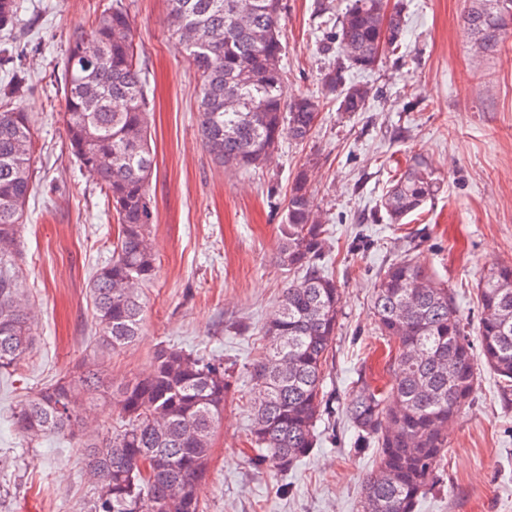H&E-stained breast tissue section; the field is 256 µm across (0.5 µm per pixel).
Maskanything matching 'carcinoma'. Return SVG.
Masks as SVG:
<instances>
[{
    "label": "carcinoma",
    "mask_w": 512,
    "mask_h": 512,
    "mask_svg": "<svg viewBox=\"0 0 512 512\" xmlns=\"http://www.w3.org/2000/svg\"><path fill=\"white\" fill-rule=\"evenodd\" d=\"M477 2L463 26L494 56L512 30V0ZM280 13V0H168L169 27L200 79L202 143L226 168H259L283 138L306 140L331 95L345 112L367 108L369 88L345 85L340 69L325 74L324 98L287 96ZM21 27L20 0H0V31ZM404 32L403 5L389 0H351L339 18L338 39L356 54L350 65L358 69L398 49ZM63 68L69 151L95 180L116 223L111 259L90 283L100 346L114 352L142 335L140 288L157 268L149 193L155 154L126 10L115 2L89 27L75 30ZM26 91L22 76L0 88V373L11 377L21 375L34 341L16 272L36 180V141L19 106ZM437 189L431 164L413 159L386 192L390 221L421 212ZM328 238L302 170L289 188L278 249L293 279L262 328L266 351L251 370L259 388L250 427L251 463L258 470L286 473L316 442L324 366L342 302L321 263ZM477 300L478 353L452 291L417 256L405 255L380 275L372 315L378 333L395 344L389 380L382 387L352 382L345 403L357 442L377 456L363 485V512H415L447 454L448 426L474 398L478 363L499 377L503 395H512V264L491 269L478 284ZM229 388L222 362L161 346L149 370L130 379L115 382L95 366L63 377L23 403L14 426L30 441L52 433L80 449L85 474L99 487L87 512H205L199 490ZM99 397L114 401L120 425L86 434L85 405Z\"/></svg>",
    "instance_id": "cac0c4a2"
}]
</instances>
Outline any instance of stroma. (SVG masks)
<instances>
[{
  "label": "stroma",
  "instance_id": "obj_1",
  "mask_svg": "<svg viewBox=\"0 0 512 512\" xmlns=\"http://www.w3.org/2000/svg\"><path fill=\"white\" fill-rule=\"evenodd\" d=\"M20 2L27 24L12 62L0 66V84L25 73L21 105L37 145L19 263L35 344L22 378L0 375V512H84L95 491L78 449L56 436L25 441L12 425L14 408L86 363L118 379L144 373L160 345L223 360L230 376L200 492L206 512H361L375 453L358 447L343 408L353 380L376 386L389 378L395 350L372 318L377 278L415 245L452 289L475 343L476 287L492 267L512 264V37L497 55H479L461 22L470 0H404L401 46L363 71L348 67L333 40L349 0H282L288 96L322 95L335 64L347 83L368 86L370 99L351 115L329 101L306 142L283 140L266 166L245 172L216 164L201 144L198 79L169 32L167 0H122L153 114L157 270L143 290L142 336L110 355L97 342L89 283L111 256L115 225L67 148L61 92L68 40L107 0ZM416 156L431 163L443 190L420 215L389 223L382 196ZM303 168L330 231L324 264L342 304L317 445L281 474L250 462L257 389L249 368L288 284L277 245L288 183ZM418 512H512V399L490 370H480L474 400L449 425L444 465Z\"/></svg>",
  "mask_w": 512,
  "mask_h": 512
}]
</instances>
